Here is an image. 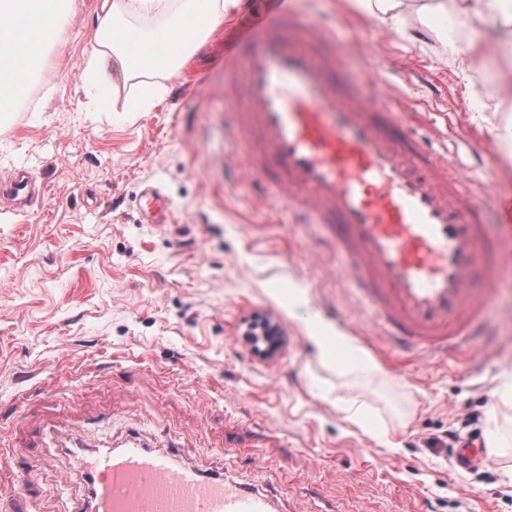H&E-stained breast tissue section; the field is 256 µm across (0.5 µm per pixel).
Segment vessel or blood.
<instances>
[{"label": "vessel or blood", "instance_id": "b4317fda", "mask_svg": "<svg viewBox=\"0 0 512 512\" xmlns=\"http://www.w3.org/2000/svg\"><path fill=\"white\" fill-rule=\"evenodd\" d=\"M331 43L298 20L225 66L236 167L315 223L340 225L338 248L384 335L426 353L471 350L500 262L487 227L511 241L512 206L493 180L473 185L447 149L426 146L373 78L336 83ZM142 199L145 223H166L169 199L154 186ZM82 469L93 512H276L259 489L175 468L135 438Z\"/></svg>", "mask_w": 512, "mask_h": 512}]
</instances>
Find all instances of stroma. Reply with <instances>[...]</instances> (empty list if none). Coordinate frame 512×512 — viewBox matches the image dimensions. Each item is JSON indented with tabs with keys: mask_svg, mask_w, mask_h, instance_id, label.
I'll return each instance as SVG.
<instances>
[{
	"mask_svg": "<svg viewBox=\"0 0 512 512\" xmlns=\"http://www.w3.org/2000/svg\"><path fill=\"white\" fill-rule=\"evenodd\" d=\"M100 5L71 0L63 43L0 119V512H77L90 496L81 454L133 436L177 466L260 488L278 512H512V459L464 469L441 447L452 432L485 438L512 363V243L473 350L411 356L381 335L315 227L224 177V58L301 17L333 26L338 45L364 42L352 71L375 69L418 134L457 146L469 179L493 178L510 199L512 158L490 131L493 71L472 75L473 101L452 67L339 0H242L154 106L138 109L137 80L120 76L99 112L82 74ZM19 168L39 188L25 201L9 190ZM147 186L172 201L170 223H142ZM296 286L308 290L304 315L382 367L385 384L364 399L393 447L344 421V387L318 366L304 315L288 314ZM256 313L284 324L267 359L238 339ZM463 414L475 423L462 427Z\"/></svg>",
	"mask_w": 512,
	"mask_h": 512,
	"instance_id": "1",
	"label": "stroma"
}]
</instances>
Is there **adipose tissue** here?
I'll return each mask as SVG.
<instances>
[{
    "label": "adipose tissue",
    "instance_id": "ef3b65f1",
    "mask_svg": "<svg viewBox=\"0 0 512 512\" xmlns=\"http://www.w3.org/2000/svg\"><path fill=\"white\" fill-rule=\"evenodd\" d=\"M69 0H0V113L13 112L28 93L30 78L44 64L43 51L60 41L58 19ZM364 17L386 29L397 28L412 16L417 26L410 41L431 39L432 58L469 75L501 56L497 108L512 112V0H352ZM240 0H102L100 48L87 61L85 81L98 90L111 83L114 71L124 76L164 74L206 38L205 24L232 16ZM144 18L156 20L141 27ZM307 338L323 367L342 377L373 383L382 379L380 367L362 354L351 336L318 317L304 320ZM352 430L391 445L386 423L369 419L361 394H350L339 407Z\"/></svg>",
    "mask_w": 512,
    "mask_h": 512
}]
</instances>
